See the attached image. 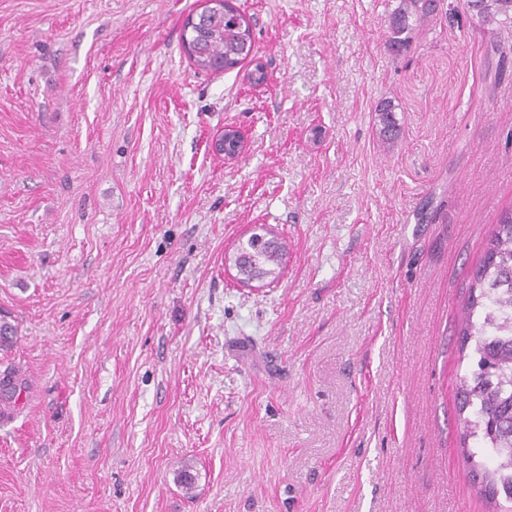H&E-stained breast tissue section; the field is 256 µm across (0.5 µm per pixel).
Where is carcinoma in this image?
<instances>
[{
  "mask_svg": "<svg viewBox=\"0 0 512 512\" xmlns=\"http://www.w3.org/2000/svg\"><path fill=\"white\" fill-rule=\"evenodd\" d=\"M471 16L478 22L512 29V0H468ZM450 17L444 0H399L391 14L390 45L397 52L410 49L418 36L440 15ZM192 50L187 56L201 72H228L241 66L252 50L249 20L241 14L229 15L222 6L207 9L204 21L184 31ZM380 136L390 142L397 137L391 102L375 107ZM285 245L272 231L252 229L240 243L231 261L243 284L277 279L283 269ZM17 327L0 315V347L12 344ZM459 353L474 342L476 367L460 379L457 388L459 422L458 449L480 484V494L499 512L498 496L512 503V208L503 210L494 230L484 242L483 255L472 271L468 293L458 312ZM26 389L16 371L0 375V397L17 402ZM498 455L489 469L475 461L469 439Z\"/></svg>",
  "mask_w": 512,
  "mask_h": 512,
  "instance_id": "carcinoma-1",
  "label": "carcinoma"
}]
</instances>
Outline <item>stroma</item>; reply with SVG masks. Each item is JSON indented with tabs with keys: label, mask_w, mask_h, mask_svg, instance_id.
Wrapping results in <instances>:
<instances>
[{
	"label": "stroma",
	"mask_w": 512,
	"mask_h": 512,
	"mask_svg": "<svg viewBox=\"0 0 512 512\" xmlns=\"http://www.w3.org/2000/svg\"><path fill=\"white\" fill-rule=\"evenodd\" d=\"M446 2L397 56L399 0H233L253 59L214 74L204 0H0V372L39 383L0 512H488L456 326L512 208V32ZM257 224L287 255L247 286ZM374 112H377L378 123L381 126L379 134L382 140L386 142L395 140L398 131L393 116L394 106L389 101L381 102L375 107Z\"/></svg>",
	"instance_id": "1"
}]
</instances>
